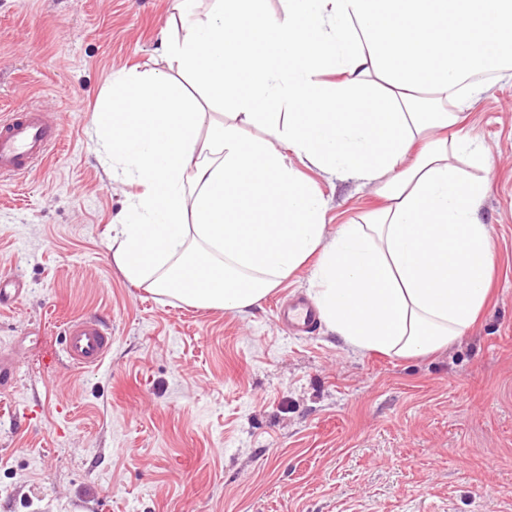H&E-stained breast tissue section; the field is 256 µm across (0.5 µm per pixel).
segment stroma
Returning <instances> with one entry per match:
<instances>
[{"instance_id": "1", "label": "stroma", "mask_w": 512, "mask_h": 512, "mask_svg": "<svg viewBox=\"0 0 512 512\" xmlns=\"http://www.w3.org/2000/svg\"><path fill=\"white\" fill-rule=\"evenodd\" d=\"M173 0H0V114L31 105L60 133L49 164L0 182V512H512V77L462 112L487 149L477 219L490 230L486 307L441 352L355 353L318 324L286 334L275 306L308 295L302 266L244 313L130 284L112 226L140 188L92 134L113 79L160 68ZM304 175L327 224L379 200ZM97 317L96 369L59 354L69 318Z\"/></svg>"}]
</instances>
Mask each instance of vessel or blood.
<instances>
[{"instance_id":"vessel-or-blood-1","label":"vessel or blood","mask_w":512,"mask_h":512,"mask_svg":"<svg viewBox=\"0 0 512 512\" xmlns=\"http://www.w3.org/2000/svg\"><path fill=\"white\" fill-rule=\"evenodd\" d=\"M59 141L57 129L36 106L0 116V180H16L42 165ZM284 328L294 333L311 332L318 320L315 307L301 297L281 306ZM61 353L76 370L101 366L112 350V333L99 319L80 316L70 319L63 330Z\"/></svg>"}]
</instances>
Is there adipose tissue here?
<instances>
[{
	"instance_id": "1",
	"label": "adipose tissue",
	"mask_w": 512,
	"mask_h": 512,
	"mask_svg": "<svg viewBox=\"0 0 512 512\" xmlns=\"http://www.w3.org/2000/svg\"><path fill=\"white\" fill-rule=\"evenodd\" d=\"M175 0L176 73L114 79L94 117L116 175L138 183L112 259L134 284L227 311L258 304L309 258L327 327L353 351L447 348L484 307L493 249L475 214L486 166L457 128L477 86L512 73V0ZM195 77L226 119L203 125ZM265 135L243 139L244 127ZM376 189L381 207L327 236L297 167Z\"/></svg>"
}]
</instances>
